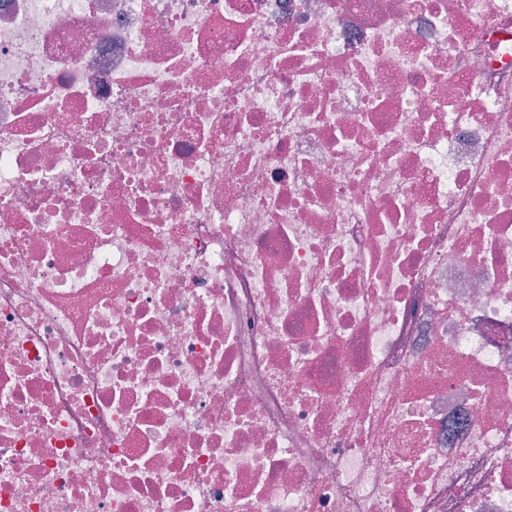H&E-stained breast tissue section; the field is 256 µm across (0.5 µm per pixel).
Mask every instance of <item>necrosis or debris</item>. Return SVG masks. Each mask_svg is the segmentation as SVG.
Segmentation results:
<instances>
[{
  "label": "necrosis or debris",
  "mask_w": 512,
  "mask_h": 512,
  "mask_svg": "<svg viewBox=\"0 0 512 512\" xmlns=\"http://www.w3.org/2000/svg\"><path fill=\"white\" fill-rule=\"evenodd\" d=\"M0 512H512V0H0Z\"/></svg>",
  "instance_id": "obj_1"
}]
</instances>
